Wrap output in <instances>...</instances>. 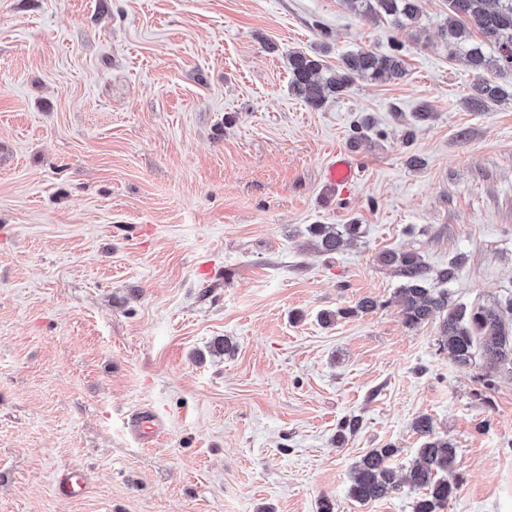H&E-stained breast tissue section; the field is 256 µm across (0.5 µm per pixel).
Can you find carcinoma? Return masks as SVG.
<instances>
[{"label": "carcinoma", "instance_id": "cac0c4a2", "mask_svg": "<svg viewBox=\"0 0 512 512\" xmlns=\"http://www.w3.org/2000/svg\"><path fill=\"white\" fill-rule=\"evenodd\" d=\"M359 15L385 16L395 28L408 32L420 18V0H346ZM441 35L455 47L456 54L475 72L470 95L465 98L472 111H481L486 102L512 99V88L498 80L512 74V0H448V18ZM290 88L310 108L319 110L330 98H340L359 79L386 83L406 75L399 52L376 53L358 50L342 56L331 68L314 55L295 51L288 55ZM433 113L423 108L413 113L404 132L405 141H413L416 130L430 122ZM311 234L321 252L333 254L347 242L362 236L359 224H314ZM380 264L401 278L395 297L403 308L405 323L419 327L440 319L439 345L459 368H469L478 358L489 370H512V300L496 309L480 305L450 304L448 291L431 286L444 285L455 278L458 262L433 269L415 250H389L378 255ZM376 302L364 298L353 307L338 310L341 317L373 311ZM423 439L417 458L402 471L392 465L398 449L391 445L373 448L356 463L349 497L367 504L398 493L409 486L423 491L413 504V512H444L457 494L455 473L457 448L448 436L435 431L433 420L424 414L413 423Z\"/></svg>", "mask_w": 512, "mask_h": 512}]
</instances>
